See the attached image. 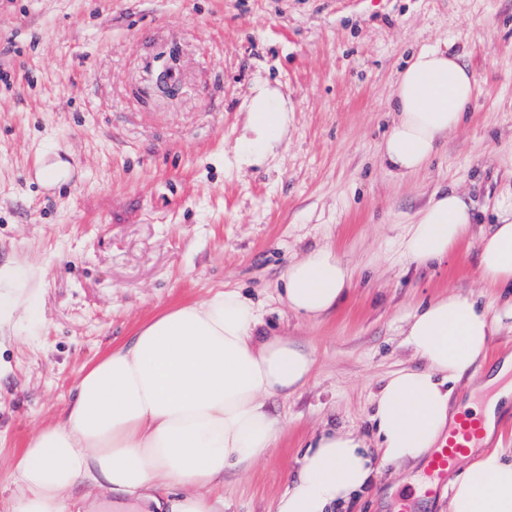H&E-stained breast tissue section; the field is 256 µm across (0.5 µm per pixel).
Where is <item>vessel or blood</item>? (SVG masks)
I'll list each match as a JSON object with an SVG mask.
<instances>
[{
    "mask_svg": "<svg viewBox=\"0 0 512 512\" xmlns=\"http://www.w3.org/2000/svg\"><path fill=\"white\" fill-rule=\"evenodd\" d=\"M482 434V420L470 412H462L454 426L442 437L424 465L425 478L420 488L425 495L440 493L448 473Z\"/></svg>",
    "mask_w": 512,
    "mask_h": 512,
    "instance_id": "1",
    "label": "vessel or blood"
}]
</instances>
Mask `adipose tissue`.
I'll return each instance as SVG.
<instances>
[{"mask_svg":"<svg viewBox=\"0 0 512 512\" xmlns=\"http://www.w3.org/2000/svg\"><path fill=\"white\" fill-rule=\"evenodd\" d=\"M475 75L457 56L422 47L402 71L381 152L390 172L424 168L478 97ZM236 160L252 164L284 141L282 97L260 87L249 101ZM474 216L455 189L434 194L399 241L402 261L443 259ZM478 271L491 287L512 284V203L483 236ZM351 284L335 250L319 247L288 264L280 300L317 318ZM261 316L239 290L167 309L125 343L83 368L62 420L42 427L12 457L15 492L0 512H224V472L248 470L281 431L266 407L312 377L311 351L258 333ZM497 323L475 301L451 294L407 319L415 359L383 378L373 396V440L347 429L315 437L276 512H340L387 463H423L453 421L454 385L485 353ZM85 485L106 489L93 499ZM448 512H512V448H497L451 483Z\"/></svg>","mask_w":512,"mask_h":512,"instance_id":"adipose-tissue-1","label":"adipose tissue"}]
</instances>
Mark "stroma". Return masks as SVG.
<instances>
[{
  "instance_id": "35a3bbf8",
  "label": "stroma",
  "mask_w": 512,
  "mask_h": 512,
  "mask_svg": "<svg viewBox=\"0 0 512 512\" xmlns=\"http://www.w3.org/2000/svg\"><path fill=\"white\" fill-rule=\"evenodd\" d=\"M447 45L481 92L431 163L381 159L399 76ZM288 112L281 147L242 166L256 87ZM475 222L441 262L397 242L438 190ZM512 196V0H0V264L30 273L0 326V499L10 459L58 421L82 368L171 306L235 288L262 331L304 344L309 383L269 403L283 429L247 472L224 476V512H275L310 440L370 434L378 381L412 364L402 327L448 294L500 310L477 252ZM329 246L352 273L320 319L278 299L288 263ZM388 464L349 512H448L411 501Z\"/></svg>"
}]
</instances>
